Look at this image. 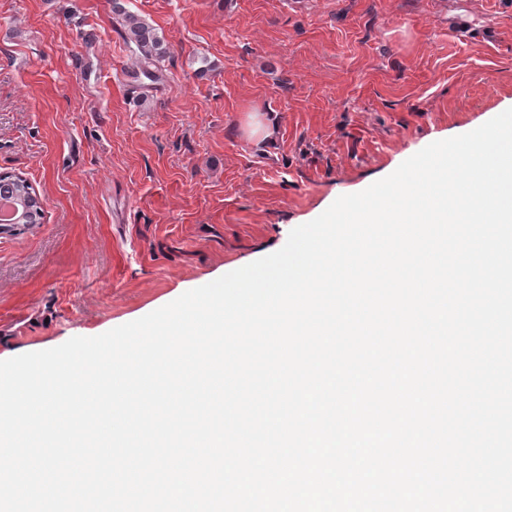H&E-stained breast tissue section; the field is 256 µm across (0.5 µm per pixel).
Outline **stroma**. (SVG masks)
<instances>
[{"mask_svg":"<svg viewBox=\"0 0 512 512\" xmlns=\"http://www.w3.org/2000/svg\"><path fill=\"white\" fill-rule=\"evenodd\" d=\"M117 3L162 38L158 82ZM509 108L512 0H0V173L46 201L0 232V360L274 253Z\"/></svg>","mask_w":512,"mask_h":512,"instance_id":"stroma-1","label":"stroma"}]
</instances>
